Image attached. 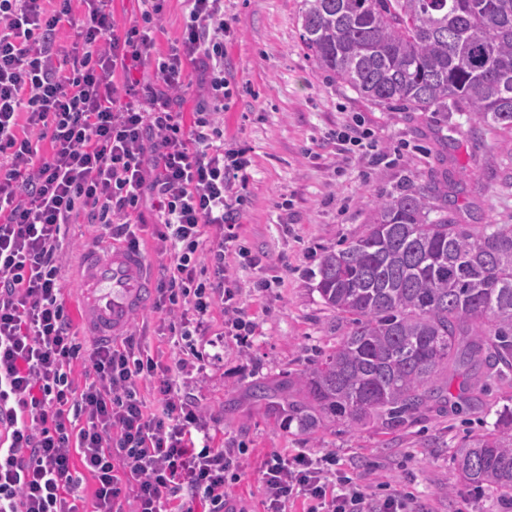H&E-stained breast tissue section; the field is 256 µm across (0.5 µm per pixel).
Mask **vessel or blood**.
Returning <instances> with one entry per match:
<instances>
[{
    "label": "vessel or blood",
    "instance_id": "b4317fda",
    "mask_svg": "<svg viewBox=\"0 0 512 512\" xmlns=\"http://www.w3.org/2000/svg\"><path fill=\"white\" fill-rule=\"evenodd\" d=\"M79 287L89 334L109 338L124 329L134 310L147 304L153 283L143 255L117 247L86 253Z\"/></svg>",
    "mask_w": 512,
    "mask_h": 512
}]
</instances>
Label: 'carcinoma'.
Listing matches in <instances>:
<instances>
[{"label": "carcinoma", "mask_w": 512, "mask_h": 512, "mask_svg": "<svg viewBox=\"0 0 512 512\" xmlns=\"http://www.w3.org/2000/svg\"><path fill=\"white\" fill-rule=\"evenodd\" d=\"M314 60L357 96L427 112L453 108L512 129V0H302ZM315 290L345 331L276 390L252 396L303 431L415 424L461 378L466 408L512 389V224L459 223L448 186L370 204L362 233L324 253ZM492 428L465 436V482L512 498V395Z\"/></svg>", "instance_id": "cac0c4a2"}]
</instances>
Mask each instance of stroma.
Returning a JSON list of instances; mask_svg holds the SVG:
<instances>
[{"mask_svg": "<svg viewBox=\"0 0 512 512\" xmlns=\"http://www.w3.org/2000/svg\"><path fill=\"white\" fill-rule=\"evenodd\" d=\"M302 0H224L234 31L224 73L233 96L224 112V142L247 152L252 164L242 190L240 239L260 266L234 264L237 303L256 324L246 343L224 335L196 336L207 355L204 373H181L183 393L211 417L216 444L245 448L233 501L261 512L262 469L274 453L303 448L335 452L343 472L369 494L391 492L416 500L424 512H503L496 489L462 481L452 454L466 435L492 428L500 391L483 407L463 412L439 403L411 427L384 433L366 426L327 425L316 433L269 417L250 388L279 387L331 352L336 314L315 289L322 255L358 235L368 204L420 184H447L462 223L512 224V132L478 125L467 112H405L359 98L320 67L306 48L298 19ZM361 115L376 138L401 150L387 165L344 159L333 132ZM102 234L99 225H71L64 244L62 288L80 341L76 275L80 259ZM267 278L271 287L258 288Z\"/></svg>", "mask_w": 512, "mask_h": 512, "instance_id": "obj_1", "label": "stroma"}]
</instances>
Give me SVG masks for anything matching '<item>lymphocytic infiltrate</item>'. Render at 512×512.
<instances>
[{"label": "lymphocytic infiltrate", "instance_id": "f902f5d3", "mask_svg": "<svg viewBox=\"0 0 512 512\" xmlns=\"http://www.w3.org/2000/svg\"><path fill=\"white\" fill-rule=\"evenodd\" d=\"M0 0V512H80L82 473L96 481L93 512H248L227 493L241 451L218 448L206 413L129 333L82 346L65 311L63 242L79 216L139 251L138 214L151 196L154 233L169 258L155 288L160 329L204 335L215 314L224 333L254 323L228 272L250 258L236 232L238 192L252 161L224 146V0H185L187 21L168 53L153 57L166 0H141L140 19L119 25L112 0ZM73 22L72 47L58 44ZM153 60L154 83L124 96L116 71ZM198 64L207 96L184 120L186 67ZM49 139L52 151L38 154ZM341 155L387 160L363 119L337 130ZM94 374L70 380L76 360ZM156 379L153 401L140 380ZM417 512L393 494L377 501L336 468L334 453L273 455L263 469V512Z\"/></svg>", "mask_w": 512, "mask_h": 512}]
</instances>
